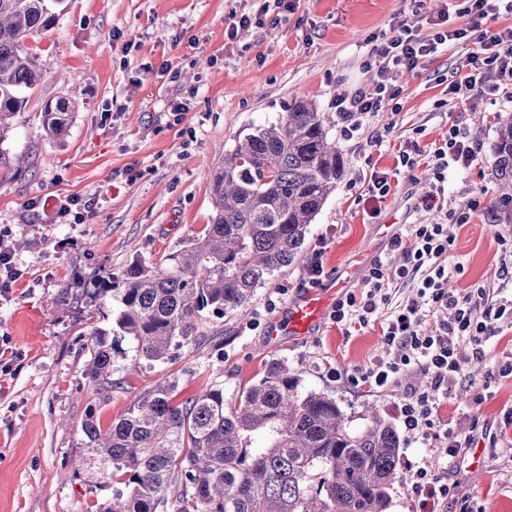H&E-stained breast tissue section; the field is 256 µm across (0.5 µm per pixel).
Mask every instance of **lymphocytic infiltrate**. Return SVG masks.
<instances>
[{
	"label": "lymphocytic infiltrate",
	"instance_id": "1",
	"mask_svg": "<svg viewBox=\"0 0 512 512\" xmlns=\"http://www.w3.org/2000/svg\"><path fill=\"white\" fill-rule=\"evenodd\" d=\"M466 21L456 25L449 9L436 15L396 17L388 32L374 36L371 52L376 69L374 82L337 96V114L347 122V135L362 128L365 116L380 111L397 98L398 88L390 81L394 72L413 73L425 60L449 48L466 45V71L448 84L451 99L462 105L490 97L512 99V27L493 29L501 14H512V0H465L461 10ZM480 150L479 142L450 127L443 143L431 157L430 189L420 202L423 210L442 208L444 183L449 170L472 165ZM453 240L444 224H412L405 234L391 241L402 256L400 265L375 261L364 281L362 295H348L337 301L332 317L343 323L382 318L388 355L366 368L360 380L375 392L384 393L400 384L408 371L420 369L432 379L430 392H407L396 409L408 433L422 439L431 425V415L439 397L466 375V363L457 353L459 342H467L473 358H483L490 336L498 322L512 315V299L496 301L490 289L478 287L463 294L448 289L449 280L462 268L450 260ZM416 279L413 299L392 303L388 283ZM434 318V329H426L427 318ZM412 491L416 512H443L453 495L452 485L419 468L413 473Z\"/></svg>",
	"mask_w": 512,
	"mask_h": 512
}]
</instances>
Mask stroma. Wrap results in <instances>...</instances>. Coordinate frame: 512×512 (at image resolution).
I'll list each match as a JSON object with an SVG mask.
<instances>
[{"label": "stroma", "instance_id": "35a3bbf8", "mask_svg": "<svg viewBox=\"0 0 512 512\" xmlns=\"http://www.w3.org/2000/svg\"><path fill=\"white\" fill-rule=\"evenodd\" d=\"M263 0H50L54 26L27 45L38 56L41 80L26 92L1 147L21 155L17 177L0 181V243L14 252L21 277L0 295V512H97L112 498L109 467L93 461L80 423L88 405L102 422L118 418L141 392L167 376L185 400L224 380L225 397L260 378L270 361L298 369L303 390L334 398L351 429L370 410L397 422L404 388L427 389V375L405 376L400 388L370 391L354 379L387 357L382 320L341 325L326 320L309 336H269L289 304L305 293L304 261L275 273L258 288L246 315L211 318V335L178 351L170 363H136L128 340L115 345L109 402L98 403L84 376L94 329L110 328L116 300L94 297L102 269L122 280L135 261L158 262L198 234L213 215L211 178L238 138L278 120L294 101L333 112L338 94L371 79L365 70L372 36L402 13L433 15L443 0H294L286 21L253 28L236 41L224 36L230 13L255 14ZM466 55L455 47L415 74L396 73L392 104L363 121L358 137L336 131L346 173L310 226L307 249L323 248L322 282L343 278L361 295L375 260L401 264L380 224H444L464 270L453 292L478 286L512 290L502 276L501 240H512V202L496 178L491 145L496 117L512 102L475 107L449 100L444 85ZM60 97L78 108L63 135L41 126L45 103ZM185 104L175 116L174 104ZM469 130L481 150L466 169L449 173L446 206L424 211L427 165H399V152L432 154L450 125ZM387 173L390 192L368 197L371 172ZM79 195L93 212L83 224H47L31 203ZM480 207L468 224L452 214L469 200ZM465 380L433 413L437 440L427 447L402 434L388 512H413L406 477L422 467L456 484L447 512H512V320L503 319L474 360L468 344ZM470 445L447 468L444 430Z\"/></svg>", "mask_w": 512, "mask_h": 512}]
</instances>
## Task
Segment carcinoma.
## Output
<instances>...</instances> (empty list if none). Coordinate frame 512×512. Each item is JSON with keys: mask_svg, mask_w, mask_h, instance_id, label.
Wrapping results in <instances>:
<instances>
[{"mask_svg": "<svg viewBox=\"0 0 512 512\" xmlns=\"http://www.w3.org/2000/svg\"><path fill=\"white\" fill-rule=\"evenodd\" d=\"M47 0H0V144L40 78L27 38L51 28ZM76 109L69 98L43 108L44 129L63 134ZM336 121L308 100L255 129L215 171L212 223L160 263L136 261L122 287L106 270L94 295L118 293L116 332L151 365L208 337L213 317L239 314L273 273L304 251L310 224L336 190L346 160ZM495 172L512 199V113L499 116ZM84 375L102 402L112 393L113 342L92 331ZM285 360L229 400L218 381L177 400L178 380L140 394L102 426L87 407L81 424L96 461L121 488L102 512H387L401 440L376 413L350 430L336 400L301 391Z\"/></svg>", "mask_w": 512, "mask_h": 512, "instance_id": "carcinoma-1", "label": "carcinoma"}]
</instances>
